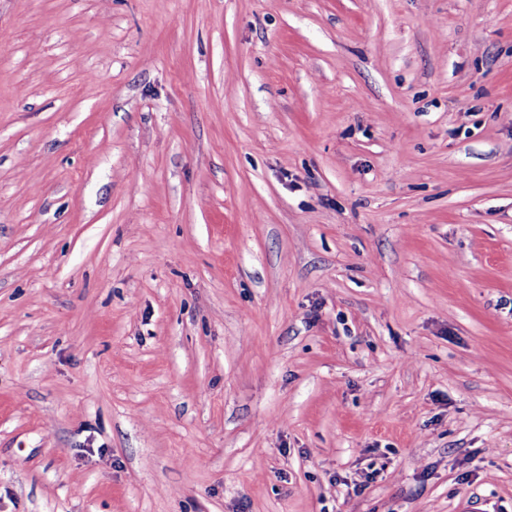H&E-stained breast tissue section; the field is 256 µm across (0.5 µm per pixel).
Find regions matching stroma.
<instances>
[{"instance_id": "35a3bbf8", "label": "stroma", "mask_w": 512, "mask_h": 512, "mask_svg": "<svg viewBox=\"0 0 512 512\" xmlns=\"http://www.w3.org/2000/svg\"><path fill=\"white\" fill-rule=\"evenodd\" d=\"M0 512H512V0H0Z\"/></svg>"}]
</instances>
